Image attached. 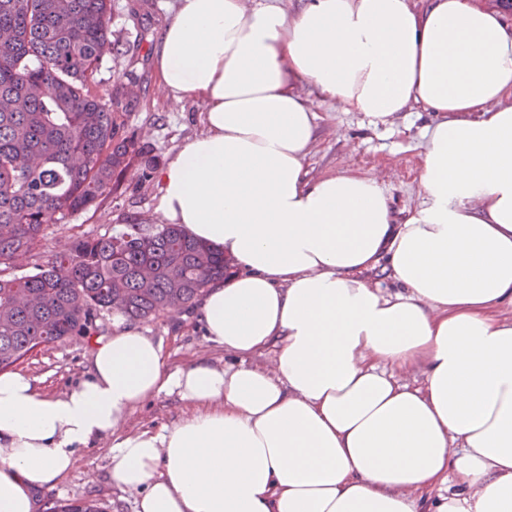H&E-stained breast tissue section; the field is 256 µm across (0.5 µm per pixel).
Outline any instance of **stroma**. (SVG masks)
<instances>
[{
	"label": "stroma",
	"mask_w": 512,
	"mask_h": 512,
	"mask_svg": "<svg viewBox=\"0 0 512 512\" xmlns=\"http://www.w3.org/2000/svg\"><path fill=\"white\" fill-rule=\"evenodd\" d=\"M176 0H112L110 29L118 53L107 57L96 72V89L105 101L121 100L126 109L118 121L126 134L150 149L159 165H166L182 144L203 131L199 103H174L164 98L153 72V46L172 13ZM318 137L312 150L311 176L353 170L385 172L387 187L396 209H410L420 200L419 154L424 144L426 113H400L394 125L373 127L359 112H339L316 104ZM138 166H131L99 206L67 215L62 222L46 226L38 248L8 265L6 275L21 277L36 273L49 255L62 250L79 236L100 237L127 224H158L155 212L160 190L158 177L138 179ZM96 324L100 335L109 336L133 328L162 343L171 367H184L204 360L220 363L224 349L206 340L197 308L168 313L148 321H130L102 313ZM91 364V341L82 336L43 345L16 364V371L29 375L42 393L53 395L76 384ZM189 407L177 396L164 393L139 404L130 414V430L170 428L187 416ZM111 439L100 440L83 450L79 465L59 479L54 487L38 493V512H50L57 501L85 498L98 501L104 512H137L136 492L113 484L109 472Z\"/></svg>",
	"instance_id": "stroma-1"
}]
</instances>
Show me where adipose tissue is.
I'll use <instances>...</instances> for the list:
<instances>
[{"label":"adipose tissue","instance_id":"adipose-tissue-1","mask_svg":"<svg viewBox=\"0 0 512 512\" xmlns=\"http://www.w3.org/2000/svg\"><path fill=\"white\" fill-rule=\"evenodd\" d=\"M153 68L204 106L156 210L235 266L200 307L234 361L172 369L127 328L60 395L0 374V512L106 436L138 512H512V25L476 0H178ZM319 100L432 115L417 206L310 177ZM159 393L190 413L125 431Z\"/></svg>","mask_w":512,"mask_h":512}]
</instances>
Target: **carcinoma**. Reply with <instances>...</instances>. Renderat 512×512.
Instances as JSON below:
<instances>
[{
	"instance_id": "obj_1",
	"label": "carcinoma",
	"mask_w": 512,
	"mask_h": 512,
	"mask_svg": "<svg viewBox=\"0 0 512 512\" xmlns=\"http://www.w3.org/2000/svg\"><path fill=\"white\" fill-rule=\"evenodd\" d=\"M112 0H0V266L40 245L45 226L85 210L140 161L147 181L157 159L121 131L93 92L99 62L119 51L109 29ZM224 253L178 224H127L111 236L76 239L38 272L0 277V370L36 348L93 336L96 319L131 321L188 307L230 275ZM124 284L112 307V282ZM51 512H102L70 500Z\"/></svg>"
}]
</instances>
